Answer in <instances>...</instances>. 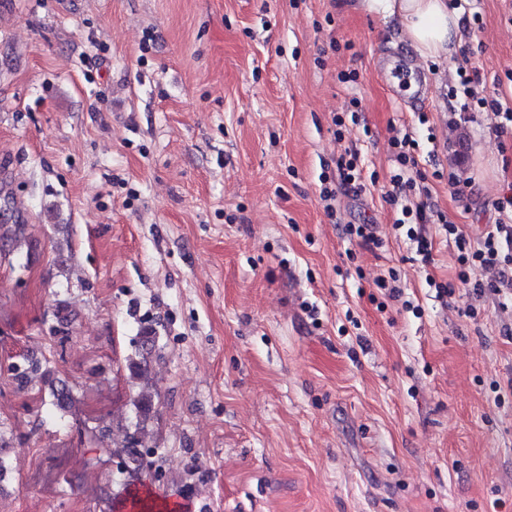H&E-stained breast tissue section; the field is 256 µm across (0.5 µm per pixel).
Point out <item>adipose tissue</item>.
Returning a JSON list of instances; mask_svg holds the SVG:
<instances>
[{
    "mask_svg": "<svg viewBox=\"0 0 512 512\" xmlns=\"http://www.w3.org/2000/svg\"><path fill=\"white\" fill-rule=\"evenodd\" d=\"M356 8L397 22L410 47L424 60L448 55L460 39L459 13L448 0H357Z\"/></svg>",
    "mask_w": 512,
    "mask_h": 512,
    "instance_id": "obj_1",
    "label": "adipose tissue"
}]
</instances>
